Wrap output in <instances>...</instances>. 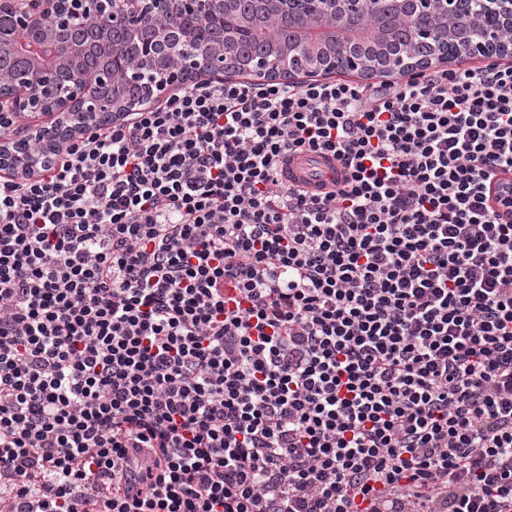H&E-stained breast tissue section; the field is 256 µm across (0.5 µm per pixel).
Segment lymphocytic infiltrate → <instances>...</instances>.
<instances>
[{
	"label": "lymphocytic infiltrate",
	"mask_w": 512,
	"mask_h": 512,
	"mask_svg": "<svg viewBox=\"0 0 512 512\" xmlns=\"http://www.w3.org/2000/svg\"><path fill=\"white\" fill-rule=\"evenodd\" d=\"M505 173L494 61L201 73L1 174L0 512H512ZM282 178L288 184L312 190H328L341 184L345 171L334 156L303 153L282 163Z\"/></svg>",
	"instance_id": "1"
}]
</instances>
